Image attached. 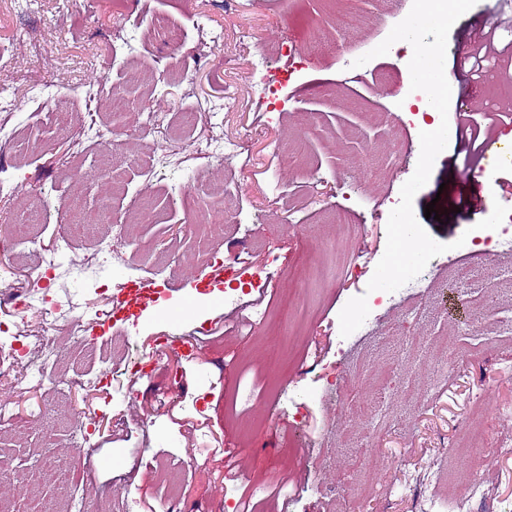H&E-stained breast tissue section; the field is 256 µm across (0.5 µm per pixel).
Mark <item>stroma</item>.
Wrapping results in <instances>:
<instances>
[{"label": "stroma", "mask_w": 512, "mask_h": 512, "mask_svg": "<svg viewBox=\"0 0 512 512\" xmlns=\"http://www.w3.org/2000/svg\"><path fill=\"white\" fill-rule=\"evenodd\" d=\"M413 0H138L128 16L113 0H0V49L12 57L0 68V87L30 98L54 97L61 107L0 112V251L9 255L0 273L25 286L38 257L13 248L15 221L24 216L41 232L44 246L69 220L76 201L89 229L75 254L89 265L84 279L61 268L50 290L100 313L111 309L119 281H154L155 305L135 318L102 327L91 321L94 349L74 344L57 328L49 344L55 360L41 380L0 379V399L14 406L19 425H0V461L15 475L0 489V512H67L71 496L92 501L98 512H119L137 501L139 512H235L234 501L216 495L225 479L226 455L244 461L249 479L268 492L258 512H422L427 496L444 497L469 472L454 467L450 486H422L410 498L395 488L420 481L428 461L444 460L460 443L462 428L481 409L485 441L477 452L489 502L474 512H512V458L497 454L512 443V250L496 264L461 257L452 244L485 219L487 199L512 206V167L489 161L466 180L458 140L435 160L427 184L414 197L416 218L429 236L451 249L432 258L415 291L378 307L370 323L341 337L339 313L362 295L387 242V221L420 154L414 139L424 126L405 78L409 55L400 46L356 66L402 21ZM223 30L212 54L197 52L196 17ZM126 40L114 42L118 24ZM181 33L180 42L169 37ZM251 29L252 40L241 38ZM54 60L41 87L27 76L36 62L32 43ZM304 46L301 58L289 55ZM265 54L273 72L286 77L276 110H266L260 88L243 65ZM512 94V76L471 89L458 81L450 113L472 111L482 134L512 133V115L484 119L487 106ZM207 106L219 131L234 139L249 134V150L217 167L189 144L152 181L144 172L165 125H147L145 107L177 116ZM68 112L85 126L72 137L55 121ZM123 113L107 153L94 143L93 126L109 111ZM404 127L406 150L391 153L395 127ZM120 168L124 184L113 187L106 168ZM481 201L470 209V201ZM434 204L438 219L425 218ZM224 215V237L211 241L204 216ZM125 227L116 256L95 245ZM268 282L266 293L229 282L211 304L207 273L234 253ZM472 269L465 287L448 288V262ZM362 262L347 278L343 265ZM196 271L197 302L185 309L177 293ZM498 282L494 309L469 327L467 292ZM258 307L273 322L238 334L227 324L238 310ZM196 332L200 345L186 358L160 359L151 376L137 377L134 362L169 336ZM457 337L465 354L454 377H437L441 339ZM394 363L400 378L379 388L377 377ZM111 372L94 392L77 378L101 364ZM415 380L414 398L399 381ZM374 411L355 416L358 402ZM90 420L89 441L77 447L74 418ZM359 431L378 460L353 463L349 431ZM304 453L295 457V439ZM287 482L282 502L273 489Z\"/></svg>", "instance_id": "stroma-1"}]
</instances>
